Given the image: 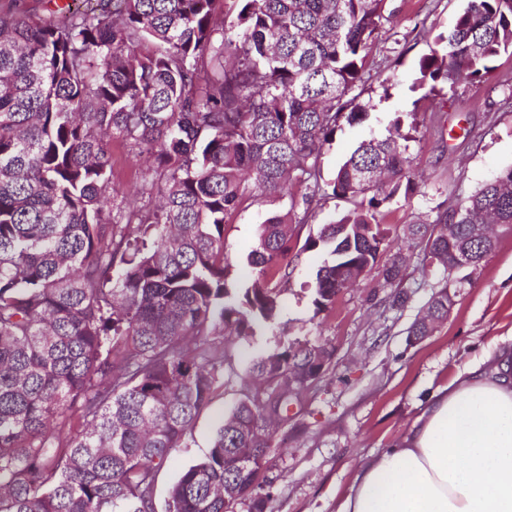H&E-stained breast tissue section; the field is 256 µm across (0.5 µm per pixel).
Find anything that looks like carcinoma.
I'll return each mask as SVG.
<instances>
[{
  "mask_svg": "<svg viewBox=\"0 0 512 512\" xmlns=\"http://www.w3.org/2000/svg\"><path fill=\"white\" fill-rule=\"evenodd\" d=\"M70 0L43 21L0 12V512H155L160 470L211 401L228 360L224 326L271 322L288 283L290 232L329 198L356 208L308 235L331 245L315 305L367 277L387 239L378 209L414 191L410 132L358 143L327 185L320 158L360 97L373 46L390 31L388 0ZM413 88L488 79L512 51V0H467L434 37ZM147 157L134 195L112 185V145ZM306 192L296 196L293 188ZM288 198L247 254L251 284L227 287L226 217L254 196ZM471 224L512 227V166L435 224L425 259L477 268L494 250ZM405 259L379 275L393 285ZM448 286L408 335L448 315ZM312 346L260 357L206 458L183 470L166 512H227L224 480L267 512L273 434L303 387Z\"/></svg>",
  "mask_w": 512,
  "mask_h": 512,
  "instance_id": "obj_1",
  "label": "carcinoma"
}]
</instances>
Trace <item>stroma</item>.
<instances>
[{
  "label": "stroma",
  "instance_id": "1",
  "mask_svg": "<svg viewBox=\"0 0 512 512\" xmlns=\"http://www.w3.org/2000/svg\"><path fill=\"white\" fill-rule=\"evenodd\" d=\"M388 4L391 30L375 45L367 67L365 95L372 108L365 121L342 124L324 146L321 176L330 182L357 141L385 135L393 118L416 123L407 155L417 189L397 193L378 212L391 247L380 252L377 263L387 264L393 250H401L407 260L403 279L395 288L369 276L317 310L315 272L329 252L306 249L302 238L293 239L290 282L274 328L256 329L251 336L225 332L231 365L224 384L161 469L153 491L155 512H165L181 471L208 453L222 419L243 399L250 366L260 356L305 344L333 349L323 374L308 383L280 423L265 476L271 512H336L362 461L402 440L430 394L460 367L512 337V231L498 228L496 248L480 267L451 273L426 265L424 240L409 233L411 225L435 223L512 165V54L495 58L488 81L445 86L435 100L419 101L411 86L420 57L434 46L422 26L448 31L464 0ZM287 208V199L270 197L245 202L227 218L224 247L232 286L249 283L245 257L260 224ZM443 286L452 300L447 319L432 336L414 341L409 326ZM398 291L406 297L400 305L393 301Z\"/></svg>",
  "mask_w": 512,
  "mask_h": 512
}]
</instances>
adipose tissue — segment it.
I'll use <instances>...</instances> for the list:
<instances>
[{
    "mask_svg": "<svg viewBox=\"0 0 512 512\" xmlns=\"http://www.w3.org/2000/svg\"><path fill=\"white\" fill-rule=\"evenodd\" d=\"M338 512H512V349L433 392L402 441L361 463Z\"/></svg>",
    "mask_w": 512,
    "mask_h": 512,
    "instance_id": "ef3b65f1",
    "label": "adipose tissue"
}]
</instances>
